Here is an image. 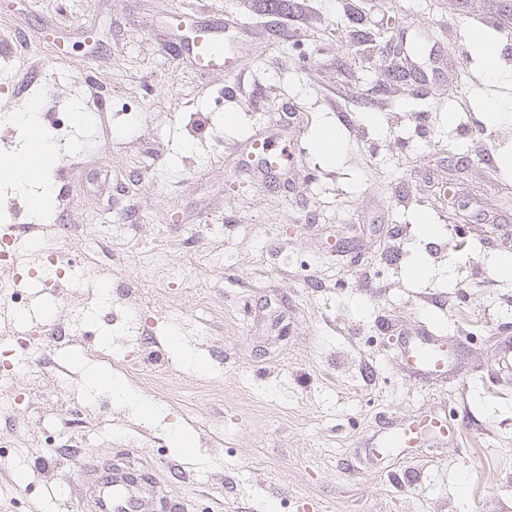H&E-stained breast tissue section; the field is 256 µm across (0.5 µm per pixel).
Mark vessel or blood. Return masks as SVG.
<instances>
[{
  "label": "vessel or blood",
  "instance_id": "obj_1",
  "mask_svg": "<svg viewBox=\"0 0 512 512\" xmlns=\"http://www.w3.org/2000/svg\"><path fill=\"white\" fill-rule=\"evenodd\" d=\"M195 61L203 68H223L233 73L231 57L234 53L232 39L220 32H205L197 36L190 45ZM252 155L263 171L277 174L281 167L278 160V145L274 137L255 139ZM405 361L414 372L439 375L448 368L446 346L434 336H420L408 343ZM436 419L424 416L414 426L400 428L384 435L382 445L386 448H410L419 441L420 432L437 427ZM77 483L78 495L89 502L91 512H145V490L152 485L151 475L128 465L123 459L99 466L88 463L82 466Z\"/></svg>",
  "mask_w": 512,
  "mask_h": 512
}]
</instances>
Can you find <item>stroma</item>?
<instances>
[{
  "label": "stroma",
  "instance_id": "35a3bbf8",
  "mask_svg": "<svg viewBox=\"0 0 512 512\" xmlns=\"http://www.w3.org/2000/svg\"><path fill=\"white\" fill-rule=\"evenodd\" d=\"M250 2L0 0V131L31 106L85 115L56 145L41 245L101 271L58 303L28 301L69 323V342L0 356L16 402L0 413L14 460L0 512H79L80 463L128 450L192 512H512V370L497 354L512 283L493 268L512 255V123L482 112L512 83L483 85L474 57L449 51L483 32L505 42L512 0ZM224 26L231 77L188 49ZM384 44L456 83L406 84ZM291 106L298 124L277 126ZM326 124L345 143L332 165L314 148ZM256 134L277 136L287 183L243 171ZM427 327L448 348L434 379L399 354ZM94 370L163 419L141 422ZM421 413L446 418V437L375 456L373 438Z\"/></svg>",
  "mask_w": 512,
  "mask_h": 512
}]
</instances>
